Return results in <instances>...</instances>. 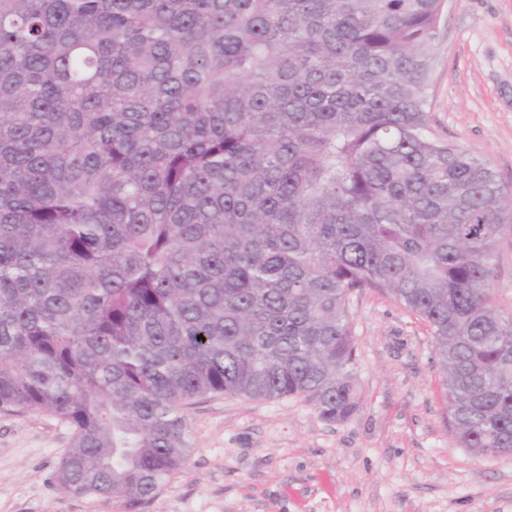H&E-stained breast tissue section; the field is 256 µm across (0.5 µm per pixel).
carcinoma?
I'll list each match as a JSON object with an SVG mask.
<instances>
[{
	"instance_id": "carcinoma-1",
	"label": "carcinoma",
	"mask_w": 512,
	"mask_h": 512,
	"mask_svg": "<svg viewBox=\"0 0 512 512\" xmlns=\"http://www.w3.org/2000/svg\"><path fill=\"white\" fill-rule=\"evenodd\" d=\"M445 0H0V412L145 504L222 393L359 408L350 297L429 327L446 424L512 454V199L437 138ZM498 304L508 310L512 307V235H506L499 245V266L491 281Z\"/></svg>"
}]
</instances>
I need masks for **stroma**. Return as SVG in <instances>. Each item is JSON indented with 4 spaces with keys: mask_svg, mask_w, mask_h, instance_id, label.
<instances>
[{
    "mask_svg": "<svg viewBox=\"0 0 512 512\" xmlns=\"http://www.w3.org/2000/svg\"><path fill=\"white\" fill-rule=\"evenodd\" d=\"M440 138L512 193V0H448L429 91ZM361 402L343 423L301 399L208 394L185 409L191 449L146 506L61 492L72 430L0 412V512H512V455L454 442L427 325L389 297L350 298Z\"/></svg>",
    "mask_w": 512,
    "mask_h": 512,
    "instance_id": "35a3bbf8",
    "label": "stroma"
}]
</instances>
